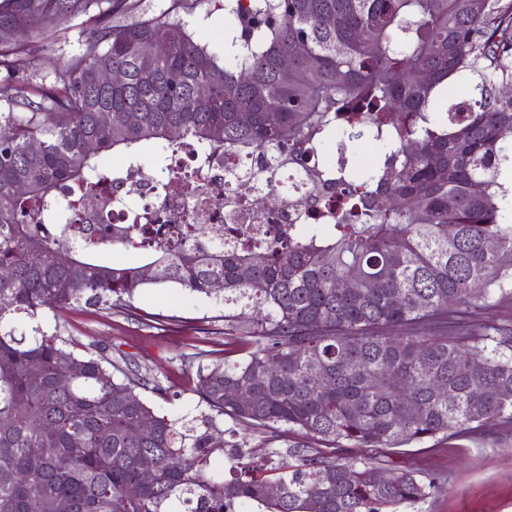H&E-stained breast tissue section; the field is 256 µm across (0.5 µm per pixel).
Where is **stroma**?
I'll return each mask as SVG.
<instances>
[{
	"instance_id": "35a3bbf8",
	"label": "stroma",
	"mask_w": 512,
	"mask_h": 512,
	"mask_svg": "<svg viewBox=\"0 0 512 512\" xmlns=\"http://www.w3.org/2000/svg\"><path fill=\"white\" fill-rule=\"evenodd\" d=\"M135 314L80 307L63 312L60 334L76 352H97L113 360L127 358L132 369L158 379L166 398L148 391L139 396L169 418L199 417L194 388L199 367L223 358L246 356L245 345L230 338L222 302L190 296L175 285L146 288L134 301ZM227 444L255 455L273 453L281 471L297 460L289 441L276 430L258 429L222 417L217 421ZM391 467L434 477L438 489L404 512H512V427L496 421L449 437H436L394 451Z\"/></svg>"
}]
</instances>
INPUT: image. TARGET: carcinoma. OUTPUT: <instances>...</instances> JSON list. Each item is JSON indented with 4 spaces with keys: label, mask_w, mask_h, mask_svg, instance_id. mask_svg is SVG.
<instances>
[{
    "label": "carcinoma",
    "mask_w": 512,
    "mask_h": 512,
    "mask_svg": "<svg viewBox=\"0 0 512 512\" xmlns=\"http://www.w3.org/2000/svg\"><path fill=\"white\" fill-rule=\"evenodd\" d=\"M188 4L234 19L229 52L196 38ZM82 16L78 52L54 59ZM152 42L168 53L145 67ZM21 54L28 76L0 84V512H167L173 498L187 512H401L436 481L362 450L512 426V326L469 322L495 293L512 296L499 182L512 164V0H0V69ZM114 70L121 79L102 81ZM339 128L379 145L367 167L345 143L322 163ZM160 141L159 167L186 144L195 159L166 192L193 193L215 158L252 155L268 183L285 166L318 187L316 222L227 248L198 225L171 251L145 212L123 239L145 266L101 261L103 224L63 241L52 220L66 191L116 193L106 155L137 171ZM164 284L223 301L249 345L199 368L200 421L157 413L136 390L163 397L160 381L75 353L46 322L82 304L130 310ZM224 416L335 452L297 441L295 469L241 456L219 480ZM145 461L155 481L132 497Z\"/></svg>",
    "instance_id": "obj_1"
}]
</instances>
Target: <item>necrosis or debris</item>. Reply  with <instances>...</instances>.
<instances>
[{
    "label": "necrosis or debris",
    "mask_w": 512,
    "mask_h": 512,
    "mask_svg": "<svg viewBox=\"0 0 512 512\" xmlns=\"http://www.w3.org/2000/svg\"><path fill=\"white\" fill-rule=\"evenodd\" d=\"M244 159L231 156L211 163L209 169L196 179V193L175 196L161 191L153 171L146 170L127 177L122 196L84 197L81 188H74L72 199L81 200L83 223H97L101 213L108 212L112 221L108 228L117 237L132 228L143 210L154 213L155 224L162 233L176 236L179 227L187 224H298L301 212L289 211L287 206H271L263 195L265 186L256 184L243 173ZM240 172L238 185L225 190L224 178Z\"/></svg>",
    "instance_id": "1"
}]
</instances>
